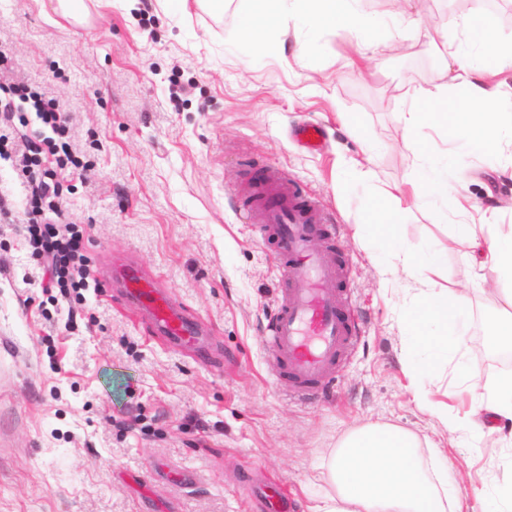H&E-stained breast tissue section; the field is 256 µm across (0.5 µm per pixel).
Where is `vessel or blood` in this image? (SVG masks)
I'll return each mask as SVG.
<instances>
[{
    "label": "vessel or blood",
    "instance_id": "obj_1",
    "mask_svg": "<svg viewBox=\"0 0 512 512\" xmlns=\"http://www.w3.org/2000/svg\"><path fill=\"white\" fill-rule=\"evenodd\" d=\"M278 243L277 267L287 283L278 312L269 324L268 340L283 371L300 390L309 391L330 381L339 358L352 340L353 330L343 314L333 283L342 275L319 242L320 208L303 198L279 170L268 174L260 198L248 214ZM119 277L128 300L140 305L142 316L175 343L195 341V319L176 307L134 265L119 272L105 271V279Z\"/></svg>",
    "mask_w": 512,
    "mask_h": 512
}]
</instances>
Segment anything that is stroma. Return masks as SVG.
Instances as JSON below:
<instances>
[{
    "label": "stroma",
    "mask_w": 512,
    "mask_h": 512,
    "mask_svg": "<svg viewBox=\"0 0 512 512\" xmlns=\"http://www.w3.org/2000/svg\"><path fill=\"white\" fill-rule=\"evenodd\" d=\"M78 24L51 0H0L5 76L48 93L70 116L80 165L60 178L83 222L91 268L130 258L200 319L207 366L138 323L119 287L70 296L24 284L38 258L0 223V512H257L250 484L270 479L311 512L335 494L326 465L343 437L368 423L417 434L427 470L445 469L461 493L493 489L512 447H454L435 416L417 408L404 370L405 307L429 292L420 274L383 280L358 225L370 195L408 189L420 157L404 143L400 114L462 89L453 51L479 18L512 51V0H361L379 27L368 42L337 37L287 12L284 48L237 35L238 0H84ZM373 176L342 186L366 144ZM320 124L309 151L292 128ZM285 171L317 200L345 275L336 291L357 319L336 381L322 397L297 396L266 340L283 283L274 239L241 215L256 179ZM469 197L471 224H512V145L458 161L448 195L406 216L415 250L442 258V288H468L466 250L449 243L455 199ZM474 330L461 354L422 381L430 399L467 411L473 396L456 364L479 365L487 382L511 370L479 329L494 312L470 294ZM77 313L74 330L64 324ZM191 473L185 486L167 472Z\"/></svg>",
    "instance_id": "35a3bbf8"
}]
</instances>
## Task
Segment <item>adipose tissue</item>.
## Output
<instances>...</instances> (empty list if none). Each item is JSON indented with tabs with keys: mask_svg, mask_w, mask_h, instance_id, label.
<instances>
[{
	"mask_svg": "<svg viewBox=\"0 0 512 512\" xmlns=\"http://www.w3.org/2000/svg\"><path fill=\"white\" fill-rule=\"evenodd\" d=\"M357 0H239L243 17L240 37L255 43L268 41L277 48L283 36L279 22L286 7L325 24L338 35H360L372 21L355 7ZM503 52L479 22L466 26L464 44L454 57L464 73V91L453 97L427 101L403 113L406 136L421 126L436 122L445 126L459 156H482L512 136V91L491 83ZM413 187L433 197L448 193V159L423 155ZM403 210L399 200L379 215L378 221L363 224L360 234L372 243V260L382 276L398 277L418 267L437 269L438 252L416 253L402 238ZM454 242L469 252L475 280L512 285V227L498 224L459 223ZM406 332L405 367L415 375L430 372L448 356L461 352L471 330L470 297L467 290L450 289L432 294L404 317ZM460 372L474 401L464 415L454 414L432 403L423 392L414 399L423 409L437 415L452 433H499L501 420H512V373L488 384L478 367L461 363ZM417 437L395 425L369 423L347 434L329 462L337 493L314 512H464L458 489L449 487L445 476L429 478L418 451Z\"/></svg>",
	"mask_w": 512,
	"mask_h": 512,
	"instance_id": "1",
	"label": "adipose tissue"
}]
</instances>
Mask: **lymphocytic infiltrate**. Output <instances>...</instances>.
Wrapping results in <instances>:
<instances>
[{
	"label": "lymphocytic infiltrate",
	"instance_id": "obj_1",
	"mask_svg": "<svg viewBox=\"0 0 512 512\" xmlns=\"http://www.w3.org/2000/svg\"><path fill=\"white\" fill-rule=\"evenodd\" d=\"M31 103L37 121L52 131L45 138L22 135L21 145L12 150L0 148V159L9 161L25 189L20 229L42 261L47 287L61 293L87 288L94 271L84 255L83 235L71 218V203L59 193V176L71 163V156H57L56 139L69 124L54 100L32 96L25 84L8 86L6 98H0V122L25 120L24 103Z\"/></svg>",
	"mask_w": 512,
	"mask_h": 512
}]
</instances>
